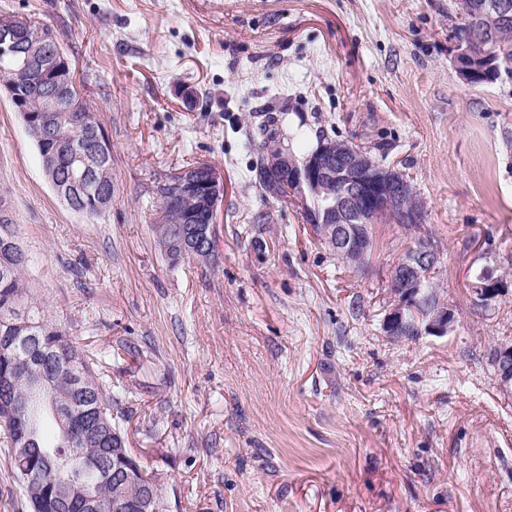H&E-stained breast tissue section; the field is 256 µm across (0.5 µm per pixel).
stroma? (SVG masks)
Segmentation results:
<instances>
[{"mask_svg": "<svg viewBox=\"0 0 512 512\" xmlns=\"http://www.w3.org/2000/svg\"><path fill=\"white\" fill-rule=\"evenodd\" d=\"M53 27L112 143L97 222L47 181L0 93V204L26 277L77 345L117 353L128 445L172 512H512V396L490 348L512 337V77L463 84L454 0H0ZM196 89L194 102L177 89ZM373 148L407 174L442 249L448 336L381 329L402 228L376 225L363 269L320 244L299 199L245 173L256 112ZM204 162L224 179L209 264L169 268L154 191ZM471 295L477 306L488 308L502 296L508 282L486 270L469 284Z\"/></svg>", "mask_w": 512, "mask_h": 512, "instance_id": "1", "label": "stroma"}]
</instances>
